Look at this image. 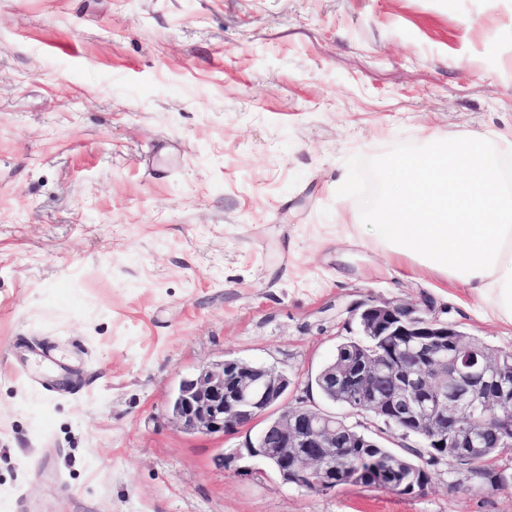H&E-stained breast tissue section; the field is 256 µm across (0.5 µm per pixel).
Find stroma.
Listing matches in <instances>:
<instances>
[{"mask_svg":"<svg viewBox=\"0 0 512 512\" xmlns=\"http://www.w3.org/2000/svg\"><path fill=\"white\" fill-rule=\"evenodd\" d=\"M470 133L512 162V0H0V512H512L446 465L412 497L285 486L256 427L170 412L228 358L329 409L354 301L512 354L365 231L390 161Z\"/></svg>","mask_w":512,"mask_h":512,"instance_id":"1","label":"stroma"}]
</instances>
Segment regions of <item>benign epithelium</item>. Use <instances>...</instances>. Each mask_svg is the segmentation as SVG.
Returning <instances> with one entry per match:
<instances>
[{
  "label": "benign epithelium",
  "mask_w": 512,
  "mask_h": 512,
  "mask_svg": "<svg viewBox=\"0 0 512 512\" xmlns=\"http://www.w3.org/2000/svg\"><path fill=\"white\" fill-rule=\"evenodd\" d=\"M365 336H392L412 343L406 355L393 348L370 356L352 353L330 361L321 387L346 415L337 416L303 403L275 412L288 392V376L272 366L226 359L181 379L172 405L181 427L202 435H233L265 420L244 450L264 461L284 485L310 491L336 489V462L359 443L367 425L413 437L445 460L464 463L472 490L500 484L480 479L475 454L486 439L512 434V368L480 343L464 344L457 327L406 304L360 301L350 305ZM384 378L379 389L378 378ZM485 411L480 428L470 410ZM348 416L361 421L351 424ZM388 466L374 477L382 487L417 493L429 482L422 471L407 485Z\"/></svg>",
  "instance_id": "benign-epithelium-1"
}]
</instances>
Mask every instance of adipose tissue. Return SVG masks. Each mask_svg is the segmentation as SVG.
Returning a JSON list of instances; mask_svg holds the SVG:
<instances>
[{
  "mask_svg": "<svg viewBox=\"0 0 512 512\" xmlns=\"http://www.w3.org/2000/svg\"><path fill=\"white\" fill-rule=\"evenodd\" d=\"M374 207L372 236L410 269L462 282L485 312L512 321V181L483 137L434 143L399 161Z\"/></svg>",
  "mask_w": 512,
  "mask_h": 512,
  "instance_id": "adipose-tissue-1",
  "label": "adipose tissue"
}]
</instances>
